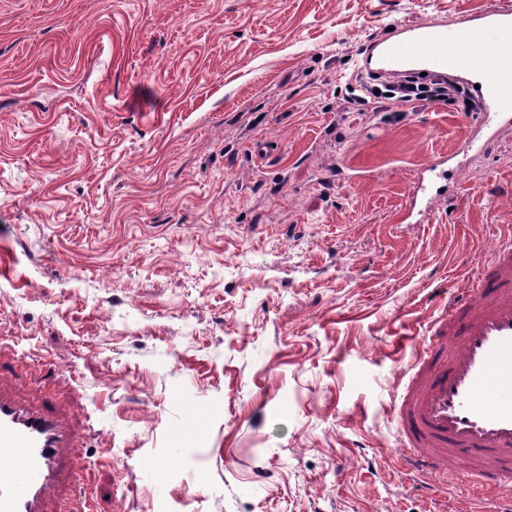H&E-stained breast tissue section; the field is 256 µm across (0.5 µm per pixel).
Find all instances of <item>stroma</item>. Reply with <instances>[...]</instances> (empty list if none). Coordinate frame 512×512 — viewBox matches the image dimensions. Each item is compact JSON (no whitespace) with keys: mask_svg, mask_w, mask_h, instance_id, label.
Returning <instances> with one entry per match:
<instances>
[{"mask_svg":"<svg viewBox=\"0 0 512 512\" xmlns=\"http://www.w3.org/2000/svg\"><path fill=\"white\" fill-rule=\"evenodd\" d=\"M501 0H0V360L97 512H470L390 405L512 236V133L398 225L462 103L344 110L367 43Z\"/></svg>","mask_w":512,"mask_h":512,"instance_id":"stroma-1","label":"stroma"}]
</instances>
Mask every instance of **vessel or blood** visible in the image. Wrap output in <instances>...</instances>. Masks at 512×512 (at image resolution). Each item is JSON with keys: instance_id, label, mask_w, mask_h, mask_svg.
I'll return each mask as SVG.
<instances>
[{"instance_id": "1", "label": "vessel or blood", "mask_w": 512, "mask_h": 512, "mask_svg": "<svg viewBox=\"0 0 512 512\" xmlns=\"http://www.w3.org/2000/svg\"><path fill=\"white\" fill-rule=\"evenodd\" d=\"M362 72L387 78L448 72L476 78L483 107L465 150L512 130V0L467 20L393 25L371 41ZM450 158L424 165L401 211L431 222L448 198ZM396 408L408 466L475 477L512 510V242L496 247L479 280L455 289L425 347L403 369ZM57 413L0 396V512H40L74 460Z\"/></svg>"}]
</instances>
